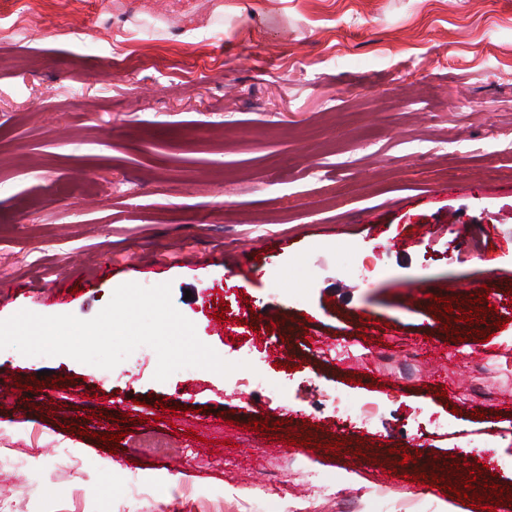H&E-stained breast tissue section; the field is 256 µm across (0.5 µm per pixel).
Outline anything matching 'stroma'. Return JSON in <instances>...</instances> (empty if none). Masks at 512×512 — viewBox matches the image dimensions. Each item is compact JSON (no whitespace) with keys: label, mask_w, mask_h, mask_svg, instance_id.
<instances>
[{"label":"stroma","mask_w":512,"mask_h":512,"mask_svg":"<svg viewBox=\"0 0 512 512\" xmlns=\"http://www.w3.org/2000/svg\"><path fill=\"white\" fill-rule=\"evenodd\" d=\"M14 25L30 38L0 39L25 60L0 70V320H86L121 284L167 283L237 368L158 382L136 351L102 385L0 350L22 386L0 404V512H476L454 488L487 443L474 491L512 512V0H0ZM473 294L485 323L445 320L443 299ZM243 296L268 352L215 325L216 298ZM253 368L272 389L235 397ZM338 391L379 402L369 427L339 421ZM259 416L282 430H248ZM153 433L168 454L136 451Z\"/></svg>","instance_id":"stroma-1"}]
</instances>
